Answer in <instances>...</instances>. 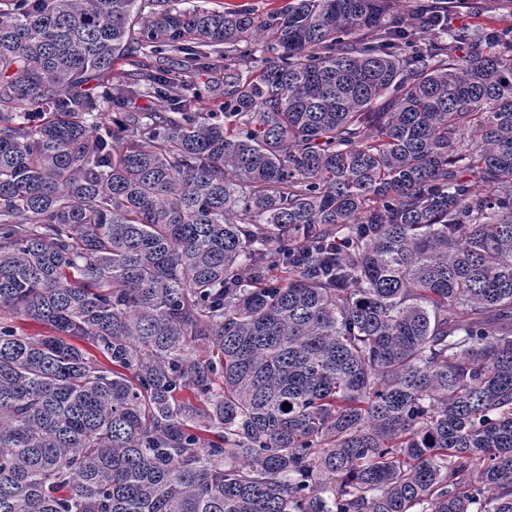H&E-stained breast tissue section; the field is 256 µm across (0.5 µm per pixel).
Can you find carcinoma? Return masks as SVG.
<instances>
[{
    "label": "carcinoma",
    "instance_id": "cac0c4a2",
    "mask_svg": "<svg viewBox=\"0 0 512 512\" xmlns=\"http://www.w3.org/2000/svg\"><path fill=\"white\" fill-rule=\"evenodd\" d=\"M175 2L0 0V512H512V30ZM214 77V73L199 71L189 79L193 90L196 89L203 94V99L197 105V112H218L220 104L224 101L222 87L215 86Z\"/></svg>",
    "mask_w": 512,
    "mask_h": 512
}]
</instances>
